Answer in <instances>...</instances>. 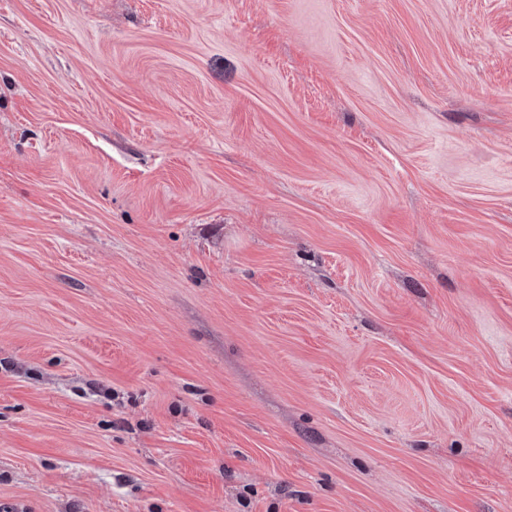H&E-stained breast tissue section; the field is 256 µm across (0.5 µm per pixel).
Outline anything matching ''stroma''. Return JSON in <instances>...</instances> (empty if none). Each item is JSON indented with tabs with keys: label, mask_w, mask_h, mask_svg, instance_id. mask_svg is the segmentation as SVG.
<instances>
[{
	"label": "stroma",
	"mask_w": 512,
	"mask_h": 512,
	"mask_svg": "<svg viewBox=\"0 0 512 512\" xmlns=\"http://www.w3.org/2000/svg\"><path fill=\"white\" fill-rule=\"evenodd\" d=\"M7 512H512V0H0Z\"/></svg>",
	"instance_id": "35a3bbf8"
}]
</instances>
